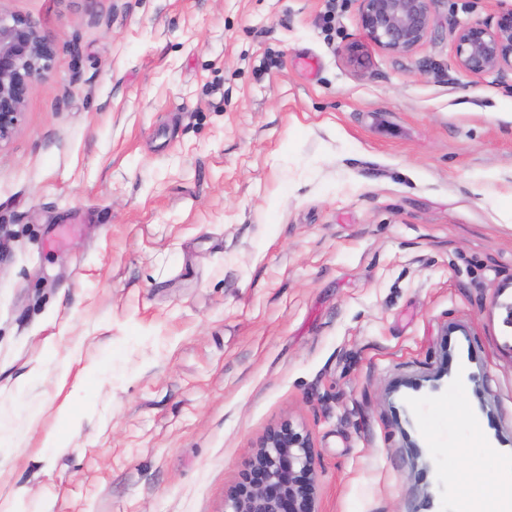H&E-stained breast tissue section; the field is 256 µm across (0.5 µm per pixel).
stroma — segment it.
<instances>
[{
    "label": "stroma",
    "instance_id": "1",
    "mask_svg": "<svg viewBox=\"0 0 512 512\" xmlns=\"http://www.w3.org/2000/svg\"><path fill=\"white\" fill-rule=\"evenodd\" d=\"M510 7L436 0L395 57L358 0H0L54 46L0 143V412L44 408L0 495L224 512L286 419L319 512H463L456 471L512 472V74L453 41ZM61 429L48 432L43 439V447L63 450L68 448L69 437L82 422V416L76 413L68 403H63L57 410Z\"/></svg>",
    "mask_w": 512,
    "mask_h": 512
}]
</instances>
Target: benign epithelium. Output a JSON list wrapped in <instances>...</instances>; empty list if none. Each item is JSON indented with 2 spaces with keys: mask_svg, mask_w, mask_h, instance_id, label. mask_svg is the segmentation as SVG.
I'll use <instances>...</instances> for the list:
<instances>
[{
  "mask_svg": "<svg viewBox=\"0 0 512 512\" xmlns=\"http://www.w3.org/2000/svg\"><path fill=\"white\" fill-rule=\"evenodd\" d=\"M435 0H359L362 36L385 53L406 56L427 41ZM455 61L470 75L512 72V7L454 30ZM53 55L31 22L0 18V143L12 137L36 79ZM318 477L309 435L291 421L270 428L239 479L224 512H317Z\"/></svg>",
  "mask_w": 512,
  "mask_h": 512,
  "instance_id": "benign-epithelium-1",
  "label": "benign epithelium"
}]
</instances>
